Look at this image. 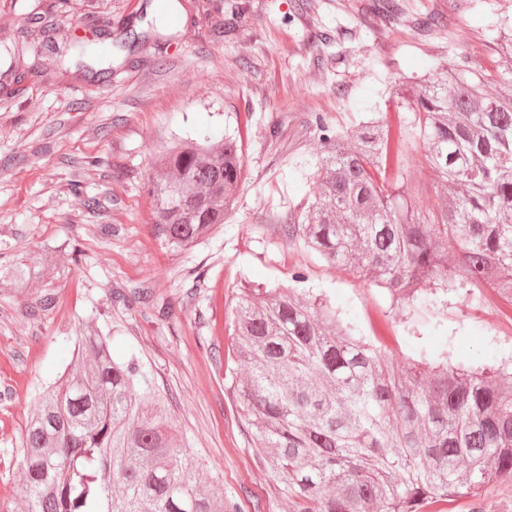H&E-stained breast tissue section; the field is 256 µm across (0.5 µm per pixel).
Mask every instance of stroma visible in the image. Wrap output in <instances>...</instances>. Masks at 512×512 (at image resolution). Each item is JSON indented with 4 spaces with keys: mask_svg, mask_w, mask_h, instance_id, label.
<instances>
[{
    "mask_svg": "<svg viewBox=\"0 0 512 512\" xmlns=\"http://www.w3.org/2000/svg\"><path fill=\"white\" fill-rule=\"evenodd\" d=\"M0 0V507L20 512L21 441L41 387L71 360L80 328L135 351L166 393L204 485L240 512H291L258 455L234 379L232 307L241 286L292 288L350 310L361 335L381 336L396 362L420 349L476 364L512 356V319L491 289L459 286L426 308L327 266L288 241L282 215L307 189L295 163L315 160L326 134L355 129L374 97L396 121L391 83L435 63L481 72L499 59L493 30L512 27V0ZM37 13L58 47L23 80L8 49ZM444 20L432 25V17ZM107 32L95 57L72 42ZM242 138L244 178L217 230L183 253L150 224L145 185L157 162L198 130ZM404 184L434 207L443 184L421 148ZM80 184L101 201L80 206ZM110 225L103 235L101 225ZM148 299L134 309L118 297ZM52 294L44 310L39 299Z\"/></svg>",
    "mask_w": 512,
    "mask_h": 512,
    "instance_id": "1",
    "label": "stroma"
}]
</instances>
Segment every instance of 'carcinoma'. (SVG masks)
<instances>
[{
    "label": "carcinoma",
    "mask_w": 512,
    "mask_h": 512,
    "mask_svg": "<svg viewBox=\"0 0 512 512\" xmlns=\"http://www.w3.org/2000/svg\"><path fill=\"white\" fill-rule=\"evenodd\" d=\"M432 70L415 82L410 127L363 121L296 162L315 191L282 215L283 233L415 305L458 281L512 305V85L488 91L495 67ZM417 143L452 189L435 211L397 182ZM243 174L236 136L175 145L148 188L155 236L175 253L197 245L224 225ZM232 314L241 404L292 512H429L462 487L484 512L485 488L512 482L505 365L423 349V368H400L349 314L277 288H242ZM76 343L78 368L41 394L22 439L24 512H234L201 484L140 357L115 361L95 328Z\"/></svg>",
    "instance_id": "cac0c4a2"
}]
</instances>
